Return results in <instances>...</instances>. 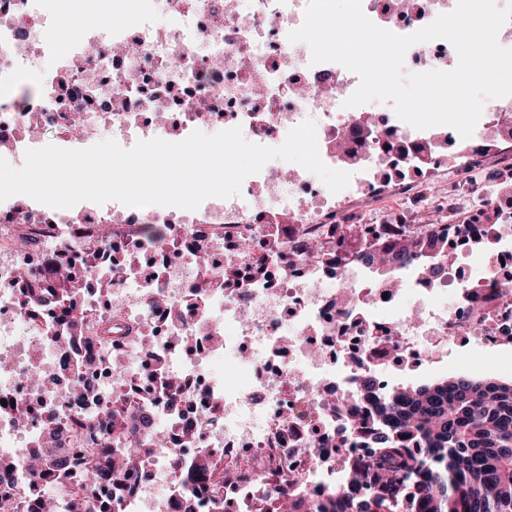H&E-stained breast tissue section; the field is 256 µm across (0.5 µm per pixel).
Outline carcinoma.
Masks as SVG:
<instances>
[{"instance_id": "carcinoma-1", "label": "carcinoma", "mask_w": 512, "mask_h": 512, "mask_svg": "<svg viewBox=\"0 0 512 512\" xmlns=\"http://www.w3.org/2000/svg\"><path fill=\"white\" fill-rule=\"evenodd\" d=\"M425 227L429 231L410 224L378 225L377 233L390 244L389 250L368 257L380 285L395 287V273L409 267L432 276L444 271L450 231L477 248L500 240L493 215L478 231L451 215H438ZM347 231L339 236L344 250L313 241L302 260L321 262L337 274L365 248L363 227L349 224ZM78 296L64 273L51 282L35 278L21 309L66 300L73 310ZM358 398L372 411L367 456L344 466L345 481L326 500L310 499L300 479L290 475L262 499L258 512H512V381L452 375L383 393L376 377L366 373ZM106 414L117 442L124 434V395L112 396ZM143 452L120 448L115 458L90 461L82 484L43 498L44 512H91L101 478L117 484L126 480V467ZM188 465L211 492L224 486L223 457L205 454Z\"/></svg>"}]
</instances>
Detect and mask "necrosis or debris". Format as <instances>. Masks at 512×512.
<instances>
[{
  "label": "necrosis or debris",
  "mask_w": 512,
  "mask_h": 512,
  "mask_svg": "<svg viewBox=\"0 0 512 512\" xmlns=\"http://www.w3.org/2000/svg\"><path fill=\"white\" fill-rule=\"evenodd\" d=\"M113 25V0H86L83 31L67 48L50 36L54 16L44 0H0V157L21 162L42 145L45 130L70 144L87 130L110 128L116 143L166 139L205 127H240L250 143L280 144L304 120L316 125L321 160L350 173L348 187L331 192L313 173L266 166L247 176L239 195L205 200L197 209L132 208L112 200L79 209L44 210L0 202V497L24 493L18 467L51 443L47 466H64L70 482L85 469L83 450L102 452L109 423L101 413L113 389L125 394L128 435L142 441L166 435L170 452L144 455L122 488L100 498L115 512H183L173 476L175 459L211 449L236 471L223 492L224 512H251L265 490L256 474L292 469L317 499L344 481L338 458L367 455L366 432L354 431L337 402H353L361 376L375 372L381 391L398 387L386 360L413 363L467 340L487 351L512 341V98L485 100L487 126L501 149L485 152L482 135L464 138L447 128L427 168L457 157V175L434 198L461 221L498 213L502 241L475 265L449 268L442 284L414 276L404 291L363 285L360 263L328 284L324 266L300 261L309 241H331L339 224L393 223L382 209L392 198L414 209L423 196L412 182L385 179L415 171L410 155L387 152L366 139L393 136L416 146L425 131L401 121L393 107L345 100L359 77L341 64H312L306 43L290 42L308 0H163ZM457 0H420L402 12L391 0H362L377 26L409 35L452 11ZM446 40L411 46L404 69L420 73L453 64ZM165 225L164 243L144 228ZM111 226L127 256L88 255L85 244ZM254 243L238 250L241 239ZM85 301L84 326L72 335L70 317L52 304L36 316L20 310L31 275L54 280L59 257ZM240 276L225 283L224 268ZM484 281L481 293L462 284ZM206 281L199 292L190 284ZM448 303H436L443 287ZM358 302L341 313L342 294ZM137 324L136 333L105 339L100 324ZM89 360L83 381L67 356ZM28 414L16 419L17 408ZM345 447H337V436Z\"/></svg>",
  "instance_id": "4bbe7bcc"
}]
</instances>
